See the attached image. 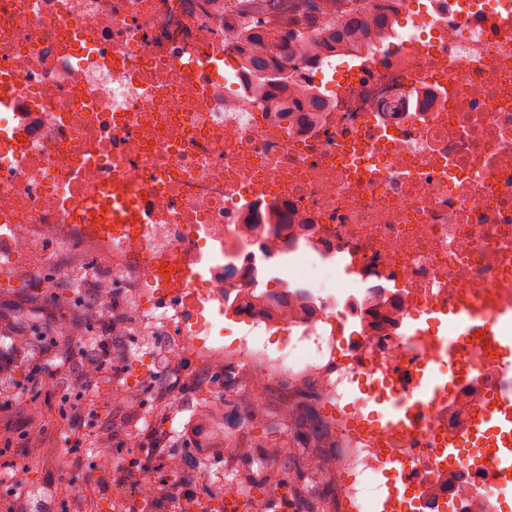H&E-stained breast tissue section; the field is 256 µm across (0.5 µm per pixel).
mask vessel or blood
Here are the masks:
<instances>
[{"label":"vessel or blood","mask_w":512,"mask_h":512,"mask_svg":"<svg viewBox=\"0 0 512 512\" xmlns=\"http://www.w3.org/2000/svg\"><path fill=\"white\" fill-rule=\"evenodd\" d=\"M458 328L455 333L432 336L436 349L457 352L466 336L473 331L492 328L494 315L479 317L469 307L457 311ZM450 370L420 378L407 396L391 393L370 405L372 415L381 423L392 425L415 419L433 399L440 397L445 386L452 384ZM448 456L463 465L479 469L489 461L497 463V477L501 486L512 484V396L493 394L489 404L479 409L474 419L459 434L448 440Z\"/></svg>","instance_id":"obj_1"}]
</instances>
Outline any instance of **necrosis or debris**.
<instances>
[{"mask_svg": "<svg viewBox=\"0 0 512 512\" xmlns=\"http://www.w3.org/2000/svg\"><path fill=\"white\" fill-rule=\"evenodd\" d=\"M475 2L400 0L306 121L225 75L224 0H0V267L27 277L79 242L123 359L316 390L337 512H381L394 459L405 507L491 512L492 470L447 445L512 390V360L484 335L447 356L419 320L492 306L512 335V0ZM115 191L138 223L104 215ZM275 266L287 302L268 308L253 296ZM339 267L335 287L310 278ZM444 364L451 396L371 424L378 384Z\"/></svg>", "mask_w": 512, "mask_h": 512, "instance_id": "4bbe7bcc", "label": "necrosis or debris"}]
</instances>
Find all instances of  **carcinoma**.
Wrapping results in <instances>:
<instances>
[{"mask_svg":"<svg viewBox=\"0 0 512 512\" xmlns=\"http://www.w3.org/2000/svg\"><path fill=\"white\" fill-rule=\"evenodd\" d=\"M327 12L299 13L288 23L268 16L252 15L233 27L234 49L240 56L246 90L266 101L275 100L283 112H324L327 103L301 85L294 56L304 46L326 51L349 52L357 47L355 39L368 11L383 21L384 4L394 0H335Z\"/></svg>","mask_w":512,"mask_h":512,"instance_id":"carcinoma-1","label":"carcinoma"}]
</instances>
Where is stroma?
Returning <instances> with one entry per match:
<instances>
[{
    "instance_id": "35a3bbf8",
    "label": "stroma",
    "mask_w": 512,
    "mask_h": 512,
    "mask_svg": "<svg viewBox=\"0 0 512 512\" xmlns=\"http://www.w3.org/2000/svg\"><path fill=\"white\" fill-rule=\"evenodd\" d=\"M85 262L83 251L74 245L55 252L51 273L20 278L12 271L0 270V317L28 320V335L39 337L50 351L49 370L40 379L31 377L27 360H20L16 367L17 405L0 416L14 432L11 448L0 455V466L11 462L28 465L25 512H59L60 506L76 497L93 499L96 512H118L120 498L137 494L136 479L118 472L100 477L93 466L94 449L87 441L74 446L75 432L87 433L94 426L111 423L118 432L113 453L135 457L139 454L136 442L147 427L167 429L171 417L203 405L218 386L224 391L223 458H215L205 449H186L174 435L165 445L166 455H181L182 475L195 493L208 496L204 474L222 467L235 476L230 491L249 483L255 494L287 503L286 512H335L336 446L320 424L311 391L275 384L255 393L238 386L234 368H225L217 378L194 359L178 356L140 383L136 404L112 403L114 380L110 377L90 386L88 398H76L72 384L85 359L83 346L72 337V317L86 313L88 325L82 334L95 339L100 338L101 325L107 319L90 301L76 298L74 281L81 276ZM33 401L39 405L35 414L29 409ZM286 404L292 413L285 419L280 410ZM258 405L263 408L264 420L257 425L251 414ZM145 414L151 418L147 427L141 423ZM32 430L43 431L47 449L35 458L30 457L23 439L24 433ZM273 439L280 440L288 453L265 471H257L254 461ZM309 456L319 459L322 466L321 489L315 495L309 491L311 473L305 466Z\"/></svg>"
}]
</instances>
